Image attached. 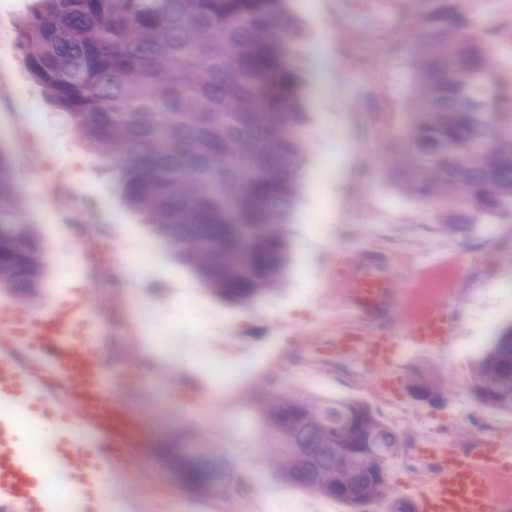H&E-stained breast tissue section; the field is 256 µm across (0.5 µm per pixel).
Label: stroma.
<instances>
[{
  "label": "stroma",
  "mask_w": 512,
  "mask_h": 512,
  "mask_svg": "<svg viewBox=\"0 0 512 512\" xmlns=\"http://www.w3.org/2000/svg\"><path fill=\"white\" fill-rule=\"evenodd\" d=\"M38 0H0V149L13 161L15 192L42 239L46 276L35 309L80 299L85 248L60 234L48 210L65 212L78 197L94 200L108 218L112 262L129 270L124 291L110 298L113 316L131 320L137 297L176 312V331L208 336L210 366L194 365L191 377L173 383L145 374L142 343L127 345L123 365L128 393H145L168 408L155 423L150 461L128 481L132 501H151L149 512H167L166 497L194 503L198 512H227L241 491L239 479L263 471L264 488L251 492V512H267L268 496L288 499L299 512H347L335 499L278 480L264 468L269 439L258 401L281 391L324 401H359L374 410L405 447L388 473L395 494L410 498L427 464L417 452L423 435L447 430L459 450L483 437L512 436V414L489 410L474 398L470 381L500 324L512 318V213L478 225L468 241L448 235L442 208L400 192L387 166L399 128L410 120L409 55L393 47L400 0H284L300 36L285 49L303 87L305 131L312 148L300 172L301 189L290 218L294 263L285 283L248 307L209 293L194 270L157 246L141 267L138 242L154 237L145 215L131 208L111 166L92 154L33 78L19 47V24ZM481 25L493 28L495 66L512 74V0H473ZM378 247L398 275L406 316L444 304L450 337L443 350L410 349L394 367L401 401H392L364 368L314 354L322 337L337 329L336 281L359 258L357 248ZM245 360L244 378L219 368ZM450 380L440 402L416 397L412 381L421 369ZM224 395L241 422L230 437L223 415L201 420L191 408L202 396ZM224 452L230 490L224 496L187 492L163 464L160 451L181 441Z\"/></svg>",
  "instance_id": "obj_1"
}]
</instances>
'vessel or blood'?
<instances>
[{"instance_id":"vessel-or-blood-1","label":"vessel or blood","mask_w":512,"mask_h":512,"mask_svg":"<svg viewBox=\"0 0 512 512\" xmlns=\"http://www.w3.org/2000/svg\"><path fill=\"white\" fill-rule=\"evenodd\" d=\"M359 252L360 260L339 283L340 329L317 352L358 360L388 389L399 338L376 326L399 313L397 280L389 265L371 258L367 246ZM0 334L22 346L76 395L67 412L58 413L53 391L22 373L0 347V498L17 501L24 512H59L58 499L44 490L42 470L29 462L27 439L17 426L24 418L46 434L44 470L69 491L72 512H110L98 489L125 472L133 456L150 453L151 436L131 410L124 383L107 379L100 368L94 314L75 306L63 316L49 308L0 318ZM403 338L427 351L445 347V307L436 305L407 319ZM418 451L430 460L432 479L415 499L416 512H512V493L496 481L495 463L505 449L483 445L462 453L449 448L447 440L427 436Z\"/></svg>"}]
</instances>
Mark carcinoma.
Masks as SVG:
<instances>
[{"mask_svg":"<svg viewBox=\"0 0 512 512\" xmlns=\"http://www.w3.org/2000/svg\"><path fill=\"white\" fill-rule=\"evenodd\" d=\"M394 34L414 37L412 114L390 148L400 189L445 204L448 232L512 210V76L495 70L460 0H412ZM20 44L34 78L91 151L118 171L131 207L217 298L250 304L275 292L291 260L285 221L307 149L302 88L283 50L298 37L283 0H40ZM12 161L0 150V287L39 288L43 250L20 220ZM477 402L512 412V322L471 378ZM415 393L450 391L431 374ZM266 464L280 479L368 512H413L394 497L404 443L369 407L267 397ZM178 479L224 493L223 453L164 451Z\"/></svg>","mask_w":512,"mask_h":512,"instance_id":"carcinoma-1","label":"carcinoma"}]
</instances>
